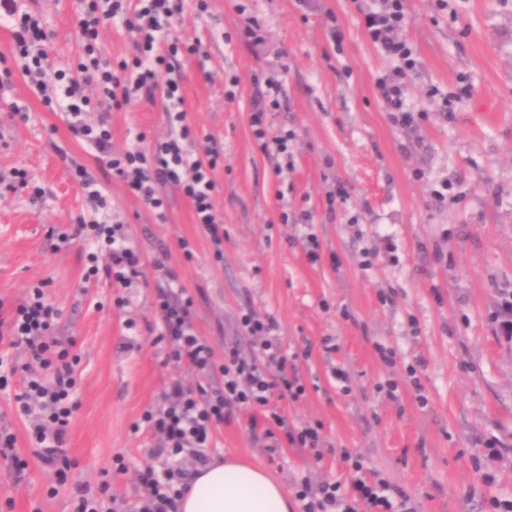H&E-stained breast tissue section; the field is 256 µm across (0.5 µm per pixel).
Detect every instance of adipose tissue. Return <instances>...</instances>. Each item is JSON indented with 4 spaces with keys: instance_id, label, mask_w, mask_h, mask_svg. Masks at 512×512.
I'll use <instances>...</instances> for the list:
<instances>
[{
    "instance_id": "adipose-tissue-1",
    "label": "adipose tissue",
    "mask_w": 512,
    "mask_h": 512,
    "mask_svg": "<svg viewBox=\"0 0 512 512\" xmlns=\"http://www.w3.org/2000/svg\"><path fill=\"white\" fill-rule=\"evenodd\" d=\"M284 486L262 464L242 456L199 468L178 502L179 512H291Z\"/></svg>"
}]
</instances>
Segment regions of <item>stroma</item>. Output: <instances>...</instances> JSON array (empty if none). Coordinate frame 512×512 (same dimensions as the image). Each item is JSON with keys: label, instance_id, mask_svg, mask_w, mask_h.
Masks as SVG:
<instances>
[{"label": "stroma", "instance_id": "stroma-1", "mask_svg": "<svg viewBox=\"0 0 512 512\" xmlns=\"http://www.w3.org/2000/svg\"><path fill=\"white\" fill-rule=\"evenodd\" d=\"M207 3L203 12L183 0L176 30L198 51L170 67L198 140L223 152L220 259L180 189L160 187L161 220L101 168L65 114L34 93L0 24V309L11 312L43 285L58 311L52 334L78 357L67 481L32 452L33 428L16 400L22 376L0 387V433L16 437L13 454L0 455V512H75L76 483L103 512H138L145 466L193 471L229 455L259 460L289 490L305 476L346 484L344 448L404 488L417 512H483L489 497L512 499V339L495 321L512 291V0H447L444 10L437 0H406L402 36L418 61L408 127L382 105L377 82L396 62L367 35L362 9L372 0ZM27 4L52 68L75 71L85 55L82 0ZM251 17L263 45L243 34ZM464 82L473 95L455 103ZM271 83L281 93L270 130L291 135L284 155H265L249 124L255 86ZM109 123L116 151L152 147L167 133L158 98L110 112ZM72 158L98 178L106 209L88 202ZM92 220L123 225L146 264L136 286L91 274L81 243L51 248L50 234ZM160 258L193 296L196 330L216 351H250L239 324L247 311L275 317L306 385L282 407L293 422L321 423V461L296 448L269 451L242 419L218 426L207 447L177 458L163 449L144 415L163 407L172 380L198 392L223 378L168 361L153 306L167 284L153 266ZM380 344L395 349L394 365L382 362ZM336 365L350 393L332 379ZM412 366L427 406L415 400ZM389 379L399 384L392 397L379 389Z\"/></svg>", "mask_w": 512, "mask_h": 512}]
</instances>
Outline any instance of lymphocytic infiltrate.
I'll use <instances>...</instances> for the list:
<instances>
[{
  "mask_svg": "<svg viewBox=\"0 0 512 512\" xmlns=\"http://www.w3.org/2000/svg\"><path fill=\"white\" fill-rule=\"evenodd\" d=\"M134 10H127L124 0H89L79 21L81 37L86 45L87 61L79 63L76 74L49 72L47 55L36 50L44 32L37 15L18 12L15 0H0V15L12 24V35L19 54L32 60L39 78L53 76L63 89L56 105L70 115L72 132L93 145L100 160L113 176L120 178L129 191L164 216L166 203L158 186L178 187L191 201L195 222L208 235L223 257L224 225L214 201L216 182L213 173L221 150L217 144L204 146L201 154H193L188 146L196 133L187 119L179 85L162 79L161 66L168 54L177 52L181 43L175 34V20L180 0H135ZM376 9L366 16L367 33L373 43L387 55L396 57L399 66L379 82L387 111L402 125L411 124L413 113L405 106L406 80L416 67L412 52L401 36L406 20L405 0H377ZM118 21L134 37L136 53L129 71L118 72L95 54L101 25ZM95 86L99 101L108 108L128 106L135 97L159 96L164 100L169 133L152 148L133 147L116 154L112 151V133L106 125L92 127L84 123L88 105L85 90ZM277 99L258 91L251 106L250 127L263 152L284 153L288 150V134L270 135L266 123L268 112L276 110ZM104 238L108 250L105 270L113 282L131 287L144 274L141 255L126 245L121 225L78 224L72 233L61 234V241ZM154 306L161 317L162 336L171 345L172 361L185 362L197 372L220 371L223 387L199 397L181 381H174L165 394L163 409L148 412L147 420L164 441L172 455L186 448H201L213 429L241 415H249L250 427H262L263 437L274 448H303L313 460H321L323 436L321 428L312 424H296L288 420L279 407L281 401H296L306 393V386L296 364L281 349L275 333L274 317L264 319L244 314L241 325L253 336L255 351L246 357L237 349L225 350L223 363H216L213 346L195 332L191 320L193 297L177 298L171 290L159 289ZM58 315L48 302L43 289L34 288L19 302L10 318L0 317V343L8 341L25 345L39 372L27 376L25 389L17 397L22 412L39 408L34 427L37 457L46 465L67 464L63 450L70 418L78 403L73 400L76 380L67 349L50 339L49 334ZM353 478L349 484L324 481L312 484L302 478L294 496L301 512H415L410 495L400 486L380 476H367L361 456L342 450ZM187 472L183 468L169 470L166 480H159L152 468L139 474L146 491L147 512H176V501L182 495Z\"/></svg>",
  "mask_w": 512,
  "mask_h": 512,
  "instance_id": "f902f5d3",
  "label": "lymphocytic infiltrate"
}]
</instances>
